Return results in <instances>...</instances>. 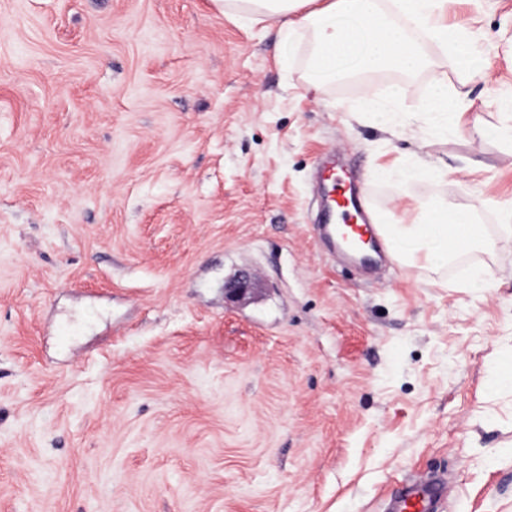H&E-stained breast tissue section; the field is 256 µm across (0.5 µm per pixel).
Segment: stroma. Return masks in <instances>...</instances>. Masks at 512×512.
Returning <instances> with one entry per match:
<instances>
[{"label":"stroma","instance_id":"35a3bbf8","mask_svg":"<svg viewBox=\"0 0 512 512\" xmlns=\"http://www.w3.org/2000/svg\"><path fill=\"white\" fill-rule=\"evenodd\" d=\"M483 54L315 87L311 35L217 0H0V512H382L439 477L450 512H512V239L491 288L321 244L341 151L409 224L512 208V0H448ZM466 98L426 133L434 72ZM397 93L411 124L365 111ZM487 130L471 134L473 122ZM424 158L444 180L398 169ZM266 275L249 298L225 283Z\"/></svg>","mask_w":512,"mask_h":512}]
</instances>
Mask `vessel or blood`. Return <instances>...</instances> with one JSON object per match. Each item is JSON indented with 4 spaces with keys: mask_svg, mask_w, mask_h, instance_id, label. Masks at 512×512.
I'll return each mask as SVG.
<instances>
[{
    "mask_svg": "<svg viewBox=\"0 0 512 512\" xmlns=\"http://www.w3.org/2000/svg\"><path fill=\"white\" fill-rule=\"evenodd\" d=\"M322 173L332 195L321 223L323 239L331 251L369 267L384 253L380 226L366 209L365 190L347 171L337 152L326 154ZM448 500L443 481L429 479L403 486L389 498L384 512H444Z\"/></svg>",
    "mask_w": 512,
    "mask_h": 512,
    "instance_id": "obj_1",
    "label": "vessel or blood"
}]
</instances>
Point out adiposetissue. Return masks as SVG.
Masks as SVG:
<instances>
[{
    "instance_id": "1",
    "label": "adipose tissue",
    "mask_w": 512,
    "mask_h": 512,
    "mask_svg": "<svg viewBox=\"0 0 512 512\" xmlns=\"http://www.w3.org/2000/svg\"><path fill=\"white\" fill-rule=\"evenodd\" d=\"M218 2L245 20L278 25L281 42L289 49H296L304 34H312L309 70L322 84L346 77L339 64L352 56L359 59L360 74L383 69L415 74L428 64V40L452 53L478 57L465 28L449 23L447 0H329L321 8L315 0ZM462 108L459 93L449 91L442 73H434L432 96L422 115L428 130L447 134ZM380 222L393 257L408 265L444 267L462 251H487L496 245L484 225L442 201L422 206L415 223L395 224L385 213Z\"/></svg>"
}]
</instances>
